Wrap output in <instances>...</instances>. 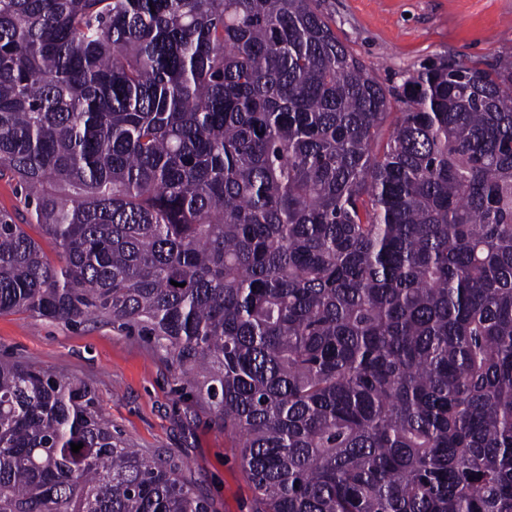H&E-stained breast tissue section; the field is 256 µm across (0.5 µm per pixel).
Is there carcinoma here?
Segmentation results:
<instances>
[{
  "label": "carcinoma",
  "instance_id": "cac0c4a2",
  "mask_svg": "<svg viewBox=\"0 0 512 512\" xmlns=\"http://www.w3.org/2000/svg\"><path fill=\"white\" fill-rule=\"evenodd\" d=\"M5 176L58 260L0 211V314L148 337L251 512H512V56L390 88L319 0H0ZM0 512L210 510L0 359Z\"/></svg>",
  "mask_w": 512,
  "mask_h": 512
}]
</instances>
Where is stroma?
Here are the masks:
<instances>
[{"mask_svg":"<svg viewBox=\"0 0 512 512\" xmlns=\"http://www.w3.org/2000/svg\"><path fill=\"white\" fill-rule=\"evenodd\" d=\"M339 39L385 86L441 58L492 64L512 55V0H320ZM0 356L93 384L101 411L130 446L181 462L212 512H249L239 451L201 399L146 337L99 322L0 315Z\"/></svg>","mask_w":512,"mask_h":512,"instance_id":"stroma-1","label":"stroma"}]
</instances>
